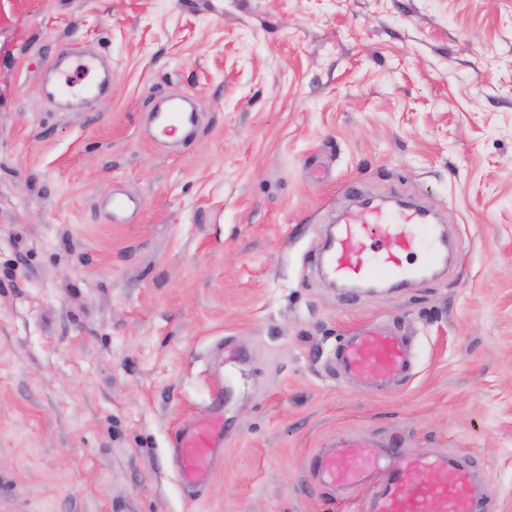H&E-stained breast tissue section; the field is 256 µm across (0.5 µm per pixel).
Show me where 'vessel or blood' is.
<instances>
[{
	"instance_id": "obj_1",
	"label": "vessel or blood",
	"mask_w": 512,
	"mask_h": 512,
	"mask_svg": "<svg viewBox=\"0 0 512 512\" xmlns=\"http://www.w3.org/2000/svg\"><path fill=\"white\" fill-rule=\"evenodd\" d=\"M81 67L91 77L88 91L104 96L109 74L102 71L99 56H84ZM151 122L156 132L168 135L194 127L198 113L190 100L175 95L155 106ZM101 206L112 223L125 224L139 212L141 201L116 188ZM334 236L326 263L337 278L348 282L396 283L414 277L415 269L406 266L402 257L420 247L432 259L440 257L439 238L429 213L411 205L377 203L347 210ZM336 361L366 385L383 390L405 372L408 351L400 336L373 325L347 336L336 351ZM223 450L224 389L219 386L208 405L176 431L169 449L170 463L186 492L194 496L208 485ZM390 454L387 448L355 453L350 442L341 441L309 457L306 467L322 486L353 491L371 488L369 512H481L482 501L469 467L444 458H414L409 468L430 471L431 478L410 485L402 472L392 469Z\"/></svg>"
}]
</instances>
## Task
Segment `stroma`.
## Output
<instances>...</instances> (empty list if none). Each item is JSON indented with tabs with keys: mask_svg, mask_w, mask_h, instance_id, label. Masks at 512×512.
I'll use <instances>...</instances> for the list:
<instances>
[{
	"mask_svg": "<svg viewBox=\"0 0 512 512\" xmlns=\"http://www.w3.org/2000/svg\"><path fill=\"white\" fill-rule=\"evenodd\" d=\"M88 49L111 95L42 100ZM172 93L200 114L174 149L146 124ZM352 183L435 212L453 261L330 287L310 257ZM373 322L412 348L382 393L333 363ZM217 378L192 501L169 439ZM354 434L474 457L512 512V0H0V512H365L304 469ZM141 200L119 188L101 201V207L113 224H127L141 209Z\"/></svg>",
	"mask_w": 512,
	"mask_h": 512,
	"instance_id": "obj_1",
	"label": "stroma"
}]
</instances>
